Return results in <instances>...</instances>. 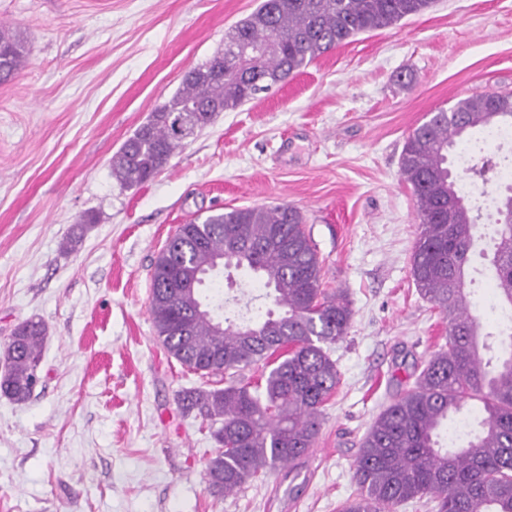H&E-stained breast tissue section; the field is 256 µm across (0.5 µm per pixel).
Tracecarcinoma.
<instances>
[{"label":"carcinoma","instance_id":"carcinoma-1","mask_svg":"<svg viewBox=\"0 0 512 512\" xmlns=\"http://www.w3.org/2000/svg\"><path fill=\"white\" fill-rule=\"evenodd\" d=\"M434 0H262L224 36V51L194 67L181 87L112 156L122 187L148 182L187 139L216 114L233 111L285 83L316 58L358 34L419 15ZM19 36L0 25V82L25 66ZM473 92L406 137L400 175L412 190L419 234L411 276L420 294L448 318L446 343L412 387L376 417L359 449L353 478L359 494L339 512H395L427 498L437 512H512V324L486 330L471 310L467 267L476 219L457 187L448 155L479 129L512 128V94ZM494 229L495 291L512 307V195L501 201ZM247 268L273 290L277 310L215 318L203 303L204 277L216 266ZM322 261L300 211L288 204L217 212L177 227L157 257L148 308L168 355L224 387L178 394L184 412L217 425L218 451L206 473L216 494L261 479L314 446L323 410L340 377L326 346L348 335L351 301L321 288ZM45 328L25 321L4 348L0 391L18 402L39 381ZM259 366L264 383L244 382ZM470 402L479 430L459 448L439 432Z\"/></svg>","mask_w":512,"mask_h":512}]
</instances>
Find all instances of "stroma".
Instances as JSON below:
<instances>
[{
    "mask_svg": "<svg viewBox=\"0 0 512 512\" xmlns=\"http://www.w3.org/2000/svg\"><path fill=\"white\" fill-rule=\"evenodd\" d=\"M261 0H0L26 66L0 84V347L44 324L31 400L0 394V512H338L376 416L445 343L418 292L414 197L399 175L406 136L473 92L512 93V0H436L363 33L269 94L219 113L145 184L121 188L111 160L224 48ZM299 209L321 287L354 316L330 347L340 383L309 454L213 494L209 421L182 412L207 380L166 353L148 309L154 260L178 225L256 205ZM487 238L469 269L475 312L497 327ZM271 300L245 270L208 275L225 296Z\"/></svg>",
    "mask_w": 512,
    "mask_h": 512,
    "instance_id": "stroma-1",
    "label": "stroma"
}]
</instances>
